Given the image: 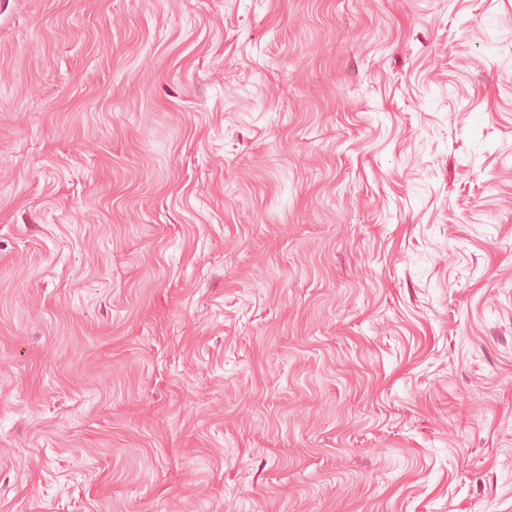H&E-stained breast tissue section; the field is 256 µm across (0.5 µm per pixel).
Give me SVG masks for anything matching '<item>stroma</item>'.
<instances>
[{"instance_id":"1","label":"stroma","mask_w":512,"mask_h":512,"mask_svg":"<svg viewBox=\"0 0 512 512\" xmlns=\"http://www.w3.org/2000/svg\"><path fill=\"white\" fill-rule=\"evenodd\" d=\"M0 512H512V0H0Z\"/></svg>"}]
</instances>
